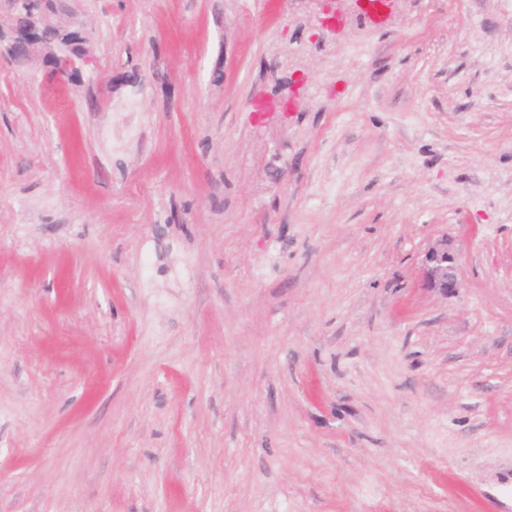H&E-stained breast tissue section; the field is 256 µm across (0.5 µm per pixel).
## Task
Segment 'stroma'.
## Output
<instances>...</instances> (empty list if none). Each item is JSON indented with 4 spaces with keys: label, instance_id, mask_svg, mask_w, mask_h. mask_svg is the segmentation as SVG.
I'll return each mask as SVG.
<instances>
[{
    "label": "stroma",
    "instance_id": "obj_1",
    "mask_svg": "<svg viewBox=\"0 0 512 512\" xmlns=\"http://www.w3.org/2000/svg\"><path fill=\"white\" fill-rule=\"evenodd\" d=\"M72 6L80 83L0 54V512H512V0ZM322 3V8L316 20L326 29H335L336 24L344 20V14L339 6L342 2H351L356 10L369 18L374 23H379L390 18L395 10L398 0H382L377 2V8H373L370 0H314ZM428 258L430 265L427 275L434 288H439L446 294L454 293L460 288L455 258L447 250L433 251Z\"/></svg>",
    "mask_w": 512,
    "mask_h": 512
}]
</instances>
